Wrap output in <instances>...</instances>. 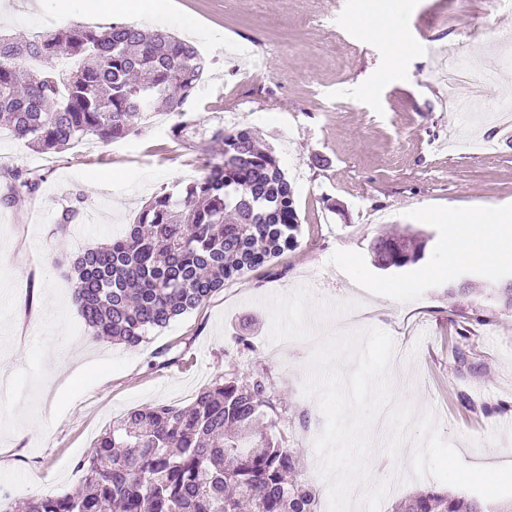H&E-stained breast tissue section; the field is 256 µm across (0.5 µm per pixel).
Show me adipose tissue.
I'll return each instance as SVG.
<instances>
[{
  "label": "adipose tissue",
  "instance_id": "adipose-tissue-1",
  "mask_svg": "<svg viewBox=\"0 0 512 512\" xmlns=\"http://www.w3.org/2000/svg\"><path fill=\"white\" fill-rule=\"evenodd\" d=\"M448 225L444 251L449 260L482 258L496 260L506 256V240H512V222L507 217H496L486 212L464 216L457 211L443 214Z\"/></svg>",
  "mask_w": 512,
  "mask_h": 512
}]
</instances>
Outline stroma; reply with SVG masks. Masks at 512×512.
I'll return each instance as SVG.
<instances>
[{
	"label": "stroma",
	"instance_id": "obj_1",
	"mask_svg": "<svg viewBox=\"0 0 512 512\" xmlns=\"http://www.w3.org/2000/svg\"><path fill=\"white\" fill-rule=\"evenodd\" d=\"M310 15L321 27L308 26ZM114 20L95 0H0V33L16 39L39 26ZM365 21L400 25V53L365 37ZM154 24L224 43L210 52L216 74L204 76L182 106L202 134L176 140L170 126L149 125L117 141L43 155L11 137L0 141V166L43 177L31 199L0 205V396L10 401L0 411V502L19 506L73 491L79 459L128 409L185 405L218 374L263 372L288 405L279 429L288 447L300 449L304 477L321 488L318 512H328L314 447L324 419L303 393L312 345L292 342L277 356L268 339L266 298L300 285L315 298L371 311L368 326L388 332L400 351L391 362L397 400L411 402L415 415L433 412L465 463H512V307L503 294L512 259L448 265L447 225L424 219L475 201L490 211L512 207V142L478 158L439 149L452 126L466 137L496 140L498 133L445 108L450 89L435 56L461 42L469 66L498 56L483 86L484 103H498L512 92V50L500 51L512 41V0H180ZM255 54L266 62L260 76L249 66ZM228 112L248 113V128L280 158L301 224L297 246L227 282L139 346L91 336L72 303L70 261L122 233L147 201L216 156L207 133ZM112 172L117 183L98 185ZM77 193L85 198L79 217L57 224ZM406 228L424 234L422 258L378 268L375 238ZM462 330L474 346L463 365L454 352ZM239 335L250 349L236 346ZM69 375L74 384L56 394L54 380ZM462 392L492 412L466 411ZM391 461L385 444H373L376 479L394 482L380 512L422 490L460 492Z\"/></svg>",
	"mask_w": 512,
	"mask_h": 512
}]
</instances>
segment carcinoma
Returning a JSON list of instances; mask_svg holds the SVG:
<instances>
[{"label":"carcinoma","mask_w":512,"mask_h":512,"mask_svg":"<svg viewBox=\"0 0 512 512\" xmlns=\"http://www.w3.org/2000/svg\"><path fill=\"white\" fill-rule=\"evenodd\" d=\"M74 60L66 71H31L17 62ZM204 75L196 45L167 32L111 22L46 29L40 39L0 37V127L38 153H58L94 137L123 139L151 113L180 117L172 135L191 128L182 106ZM218 159L203 174L154 197L120 236L71 263L72 298L92 335L130 347L205 303L247 271L298 244L299 216L280 161L248 129L218 127ZM12 206L34 195L41 178L0 168ZM85 203L62 208L72 223ZM421 235L395 233L373 244L383 269L421 259ZM285 412L268 378L219 375L185 406L131 409L112 419L78 462L80 486L39 496L27 512H316L302 477L300 450L276 435ZM399 512H488L464 495L427 489Z\"/></svg>","instance_id":"obj_1"}]
</instances>
